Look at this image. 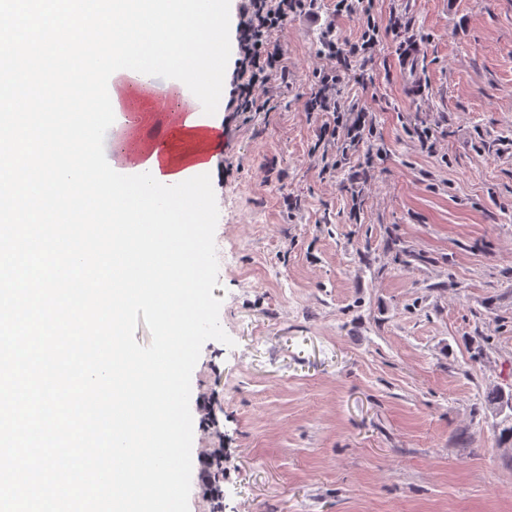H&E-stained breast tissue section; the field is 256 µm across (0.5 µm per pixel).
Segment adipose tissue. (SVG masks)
I'll return each mask as SVG.
<instances>
[{"label": "adipose tissue", "instance_id": "ef3b65f1", "mask_svg": "<svg viewBox=\"0 0 512 512\" xmlns=\"http://www.w3.org/2000/svg\"><path fill=\"white\" fill-rule=\"evenodd\" d=\"M112 86L123 118L109 147L110 158L116 167L133 169L153 156L166 155L165 146L145 142L139 136L140 124L149 119L151 110L159 108L165 100L174 105L168 114V121L175 140L183 146L181 153L166 168V175H175L209 162L202 131L186 123L188 114L195 112L196 104L191 97L184 95L182 86L170 84L168 94L162 101L156 99L155 83L151 80L145 82L140 77L121 73L113 79Z\"/></svg>", "mask_w": 512, "mask_h": 512}]
</instances>
